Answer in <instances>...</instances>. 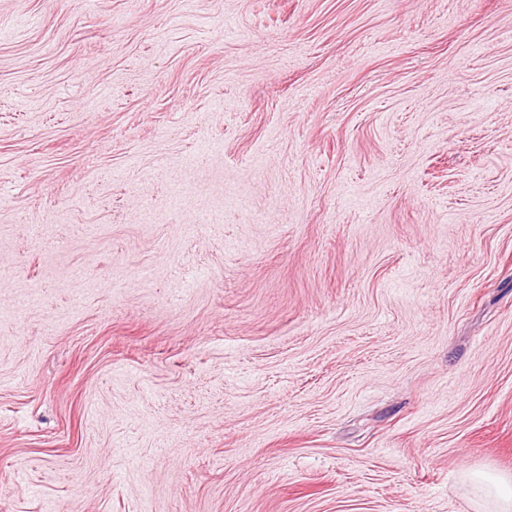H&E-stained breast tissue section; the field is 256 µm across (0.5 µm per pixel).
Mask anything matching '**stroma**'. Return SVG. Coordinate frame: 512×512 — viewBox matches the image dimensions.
<instances>
[{
	"label": "stroma",
	"mask_w": 512,
	"mask_h": 512,
	"mask_svg": "<svg viewBox=\"0 0 512 512\" xmlns=\"http://www.w3.org/2000/svg\"><path fill=\"white\" fill-rule=\"evenodd\" d=\"M512 475V0H0V512H476ZM470 482L482 512L512 511V479L472 472Z\"/></svg>",
	"instance_id": "1"
}]
</instances>
